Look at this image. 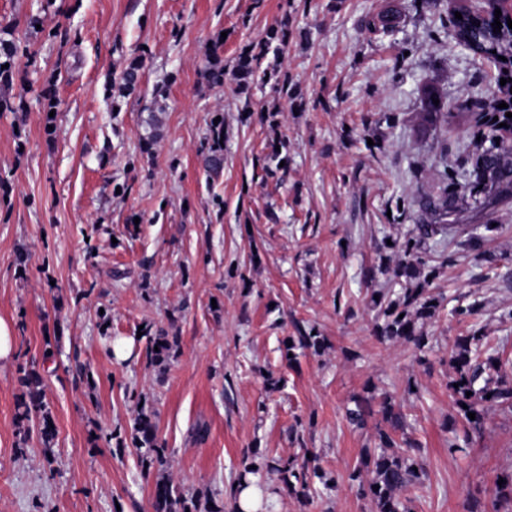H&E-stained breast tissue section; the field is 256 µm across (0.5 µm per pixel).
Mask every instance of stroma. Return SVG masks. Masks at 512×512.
<instances>
[{
    "label": "stroma",
    "instance_id": "1",
    "mask_svg": "<svg viewBox=\"0 0 512 512\" xmlns=\"http://www.w3.org/2000/svg\"><path fill=\"white\" fill-rule=\"evenodd\" d=\"M465 2L0 0V32L23 46L0 89L13 104L0 112V319L16 337L0 361V512H152L165 478L227 506L253 452L310 453L336 478L334 492L306 500L258 474L275 512H373L351 473L376 453L379 418L360 428L347 417L371 390L392 396L423 448L424 487L400 493L410 512L489 504L496 475L512 471V411L490 409L482 437L449 448L463 435L449 357L475 334L512 359V200L452 218L477 226L494 268L429 243L442 305L423 326L425 349L377 340L368 290L387 278L363 276L395 258L383 239L403 244L431 222L422 203L440 197V170L481 134L461 117L469 97L494 104L485 65L450 36ZM283 20L287 93L203 83L217 34L230 66ZM136 56L139 91L113 107L107 88ZM435 110L456 113L453 128L426 121ZM155 111L162 136L146 151ZM216 111L224 166L211 173L203 146ZM281 139L284 165L267 172ZM474 302L475 316L451 315ZM302 327L327 347L288 360ZM160 329L178 339L162 374L147 358ZM116 338L131 340L127 359L113 356ZM32 369L56 428L48 448L17 419ZM143 410L166 471L145 469L129 444Z\"/></svg>",
    "mask_w": 512,
    "mask_h": 512
}]
</instances>
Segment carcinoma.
Wrapping results in <instances>:
<instances>
[{
  "mask_svg": "<svg viewBox=\"0 0 512 512\" xmlns=\"http://www.w3.org/2000/svg\"><path fill=\"white\" fill-rule=\"evenodd\" d=\"M449 24L458 38L470 44L475 53L487 56L495 53L505 57L497 67L494 78V87L503 95L499 102L507 104L495 112H478L475 114L476 124L488 129L483 139L476 144L475 151L464 161L463 171L468 173L466 182L456 189L445 188V195L436 201L425 202V209L434 216L432 224L416 225V234L405 241L401 247V254L392 267H386L381 273L387 275V282L398 284L403 278H412L417 271L427 265L426 241L439 235L443 238L452 231V225L447 218L457 211V202L460 196L466 194L475 203L486 205L492 200L512 199V149L506 148L512 141V118L506 113H512V29L501 27V31L494 34L486 24L480 27L473 25L470 16L464 15L462 19L450 17ZM223 38L217 37L213 55L209 64L202 72L205 83L209 86L224 84L227 76L226 66L221 59L220 49ZM288 46V28L274 26L266 32L261 42L250 46V50H242L238 55L236 75L239 83L247 87L254 81L257 73H262L268 80L274 81L277 91L288 93V75L281 70V58ZM18 47L8 41L0 39V86H7L12 77L15 57ZM273 55L274 64L262 67L268 55ZM142 62L134 58L129 61L121 71L118 78L112 80L111 87L117 97L126 98L138 87L139 71ZM506 79L505 85H500V79ZM208 146L204 154L205 166L218 172L224 165V121L208 122ZM459 245L473 251L481 259L492 265L495 257L484 250V238L477 234L459 242ZM374 307L378 308L377 318L381 323L376 325V335L384 342L412 343L421 348L425 346L424 336L418 322L433 317L439 307L434 298L427 294L425 285L418 288H402L396 292L391 288H384L372 292ZM482 336H460L457 338L455 349L450 357V366L453 370L449 389L455 406L468 427L480 433L485 426V412L493 406H507L512 408V384L508 382V371L503 369V362L499 357L490 355L481 358L479 348L483 344ZM325 338L313 332L303 331L297 337L296 347L310 350L318 355L324 348ZM176 342L163 333L150 337L149 360L150 365L160 372L167 370L172 351ZM28 388V399L22 400L20 407V420L27 421L31 410L40 412V437L45 445L54 440L56 429L51 411L42 400L39 386L42 378L36 370H31L23 378ZM472 395H466V392ZM379 413L384 426L378 428L380 447L392 448L394 452H385L377 456H365L360 466L354 471L353 477L359 482L360 495L370 500L374 512H408V506L401 500L399 493L410 486L423 485L426 469L417 447H402L397 441V431L403 429V415L396 411L387 395L380 397L378 402ZM474 413L475 419L468 418V413ZM373 415L372 401L365 400L358 404L357 409L347 412L352 424L361 427L366 417ZM133 447L140 449L141 458L146 467L166 470L170 467V457L167 448L160 441L153 414L141 412L135 419L131 431ZM276 471L281 475L283 483L289 490L307 497L312 491L309 476L317 477L323 489L334 488V479L326 477L319 472V468L309 465L305 458L279 462L268 460L258 454H253L251 461L245 464L237 485L232 491V512H242L240 508V495L252 488L249 474H258L263 470ZM500 477L506 480L502 485H495L492 512H500L498 503L505 501L512 503V473H502ZM154 512H197L198 502L184 495L182 490L168 482L156 484L153 500Z\"/></svg>",
  "mask_w": 512,
  "mask_h": 512,
  "instance_id": "obj_1",
  "label": "carcinoma"
}]
</instances>
